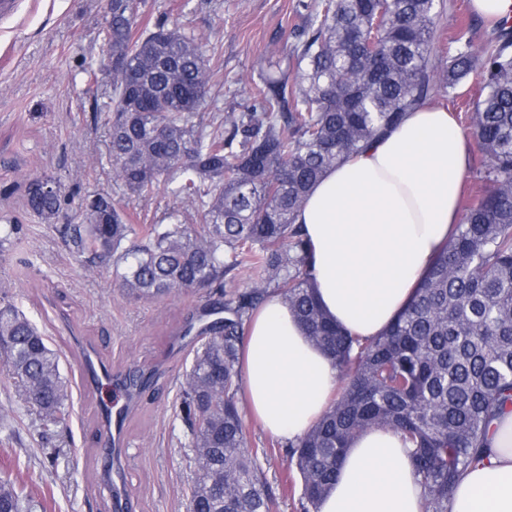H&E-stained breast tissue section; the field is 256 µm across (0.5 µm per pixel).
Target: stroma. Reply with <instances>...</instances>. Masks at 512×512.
Returning a JSON list of instances; mask_svg holds the SVG:
<instances>
[{
	"mask_svg": "<svg viewBox=\"0 0 512 512\" xmlns=\"http://www.w3.org/2000/svg\"><path fill=\"white\" fill-rule=\"evenodd\" d=\"M163 16L209 35L224 74L210 96L227 112L251 96L268 57L291 53L301 21L299 0H145L142 22ZM102 23L101 0H19L14 17L0 25V225L21 226L9 261L0 263V293L45 334L70 392L68 432L60 437L44 430L0 370V412L7 416L0 423V472L25 486L24 512H116L99 447L98 405L120 395L82 391L79 372L89 359L115 376L139 369L152 380L125 412L123 493L132 512H187L195 453L177 407L204 342L195 330L218 318L220 296L204 290L130 299L111 274L82 268L54 225L23 211L27 178L43 174L61 178L74 199L111 192L138 224L163 222L177 205L164 185L146 199L113 186ZM435 24L438 68L455 52L459 26L469 27L477 48L495 34L475 16L471 0H440ZM242 419L249 445L273 451L262 467L279 495L278 512H300V478L284 449L273 448L272 436L250 414Z\"/></svg>",
	"mask_w": 512,
	"mask_h": 512,
	"instance_id": "stroma-1",
	"label": "stroma"
}]
</instances>
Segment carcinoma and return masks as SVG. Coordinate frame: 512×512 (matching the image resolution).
I'll return each instance as SVG.
<instances>
[{
    "label": "carcinoma",
    "instance_id": "carcinoma-1",
    "mask_svg": "<svg viewBox=\"0 0 512 512\" xmlns=\"http://www.w3.org/2000/svg\"><path fill=\"white\" fill-rule=\"evenodd\" d=\"M292 63L275 62L238 112L203 123L209 89L222 82L208 35L161 18L138 28L136 0H114L103 33L112 56V181L148 197L164 184L189 218L135 224L108 192L78 202L80 223L60 232L80 265L112 269L133 299L216 288L241 266L247 287L224 300V323L207 329L186 373L180 417L197 478L188 512H278L260 458L249 447L235 396L247 320L276 294L339 372L336 397L286 455L301 479L302 512H318L353 439L391 428L411 446L425 512H448L459 477L488 455L489 426L512 405V24L473 48L469 27L447 65L432 64L436 0L303 3ZM374 53L351 58L366 44ZM483 97L464 122L483 156L482 190L454 225L449 246L408 306L380 335L361 339L318 304L309 240L296 218L336 164L397 126L412 108L470 75ZM56 185L43 191L42 181ZM71 199L53 176L30 179L28 213L67 215ZM20 225L0 227V260ZM0 356L15 390L49 430H67L69 393L43 332L0 295ZM23 489L0 476V512H22Z\"/></svg>",
    "mask_w": 512,
    "mask_h": 512
}]
</instances>
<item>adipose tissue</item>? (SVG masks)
I'll return each mask as SVG.
<instances>
[{
  "label": "adipose tissue",
  "instance_id": "1",
  "mask_svg": "<svg viewBox=\"0 0 512 512\" xmlns=\"http://www.w3.org/2000/svg\"><path fill=\"white\" fill-rule=\"evenodd\" d=\"M470 143L445 107L423 104L313 187L297 222L313 247L319 301L362 338L382 333L446 248ZM242 381L263 429L304 435L327 408L338 372L279 296L247 323ZM487 460L463 473L448 512H512V408L492 421ZM319 512H424L399 434L377 429L348 449Z\"/></svg>",
  "mask_w": 512,
  "mask_h": 512
}]
</instances>
